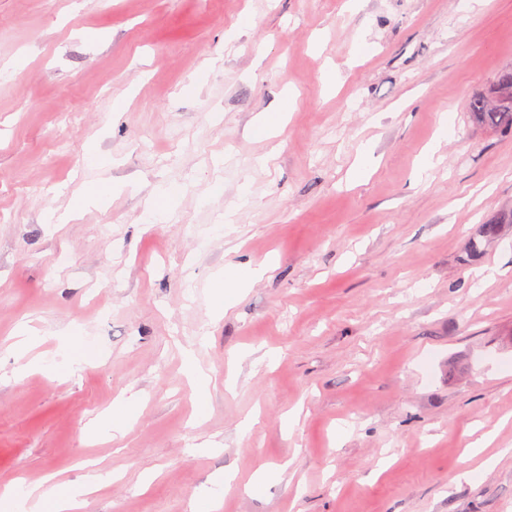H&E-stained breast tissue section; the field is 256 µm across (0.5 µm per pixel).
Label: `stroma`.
<instances>
[{
  "instance_id": "obj_1",
  "label": "stroma",
  "mask_w": 512,
  "mask_h": 512,
  "mask_svg": "<svg viewBox=\"0 0 512 512\" xmlns=\"http://www.w3.org/2000/svg\"><path fill=\"white\" fill-rule=\"evenodd\" d=\"M511 66L512 0H0V487L91 460L82 512H190L225 472L218 512H512V235L465 258L512 210V135L467 107ZM287 102L288 93L284 95L278 107L258 116L252 127V133L267 138L276 136L285 116L284 107ZM512 229V211L488 224H480L477 231L468 239V251L471 256H480L485 246L501 238ZM270 270L267 264L254 265L247 264L244 266H234L227 271L224 270L223 279L217 281L222 282L218 288V295L214 297L218 311L225 312L232 305L233 298L243 291L247 286L260 278ZM225 288V289H224ZM133 409L134 399L132 398L117 402L113 405L112 415L105 421L106 426L114 432L123 434L132 419Z\"/></svg>"
}]
</instances>
